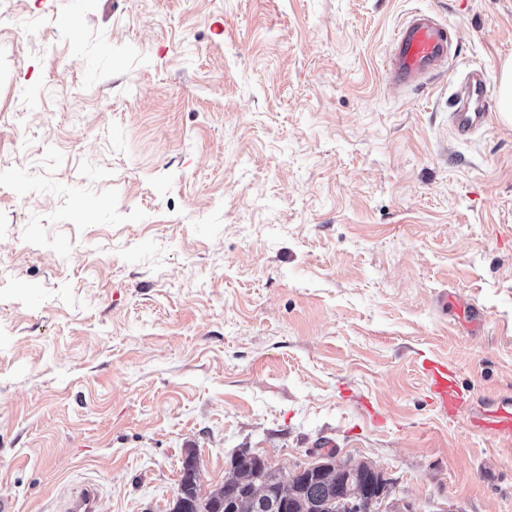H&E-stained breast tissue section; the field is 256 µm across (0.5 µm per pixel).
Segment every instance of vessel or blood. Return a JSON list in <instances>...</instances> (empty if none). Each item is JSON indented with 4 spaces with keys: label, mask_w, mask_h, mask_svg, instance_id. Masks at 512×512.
Returning a JSON list of instances; mask_svg holds the SVG:
<instances>
[{
    "label": "vessel or blood",
    "mask_w": 512,
    "mask_h": 512,
    "mask_svg": "<svg viewBox=\"0 0 512 512\" xmlns=\"http://www.w3.org/2000/svg\"><path fill=\"white\" fill-rule=\"evenodd\" d=\"M456 58L457 47L447 24L433 11L417 10L394 34L387 60L389 77L395 86L411 89L445 75ZM450 108L449 121L458 138H467L490 123L497 112L496 97L483 72H472L457 84ZM422 372L428 399L439 415L448 418L466 413L469 397L458 386L456 372L446 358L424 360ZM467 415L471 429L512 441V399L500 401L494 409ZM99 496L96 484H82L63 496L59 512H96Z\"/></svg>",
    "instance_id": "vessel-or-blood-1"
}]
</instances>
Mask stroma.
Segmentation results:
<instances>
[{"instance_id": "35a3bbf8", "label": "stroma", "mask_w": 512, "mask_h": 512, "mask_svg": "<svg viewBox=\"0 0 512 512\" xmlns=\"http://www.w3.org/2000/svg\"><path fill=\"white\" fill-rule=\"evenodd\" d=\"M416 10L461 55L402 90ZM509 57L512 0H0V501L168 512L187 451L205 497L327 444L399 510L512 512V445L420 371L512 397V127L448 126ZM449 121L457 138H467L486 127L496 115V97L482 71H474L457 84ZM422 372L428 399L442 417H455L464 412L468 394L457 384L456 372L444 357H434L422 362ZM99 496L97 485L87 482L63 496L58 512H96Z\"/></svg>"}]
</instances>
